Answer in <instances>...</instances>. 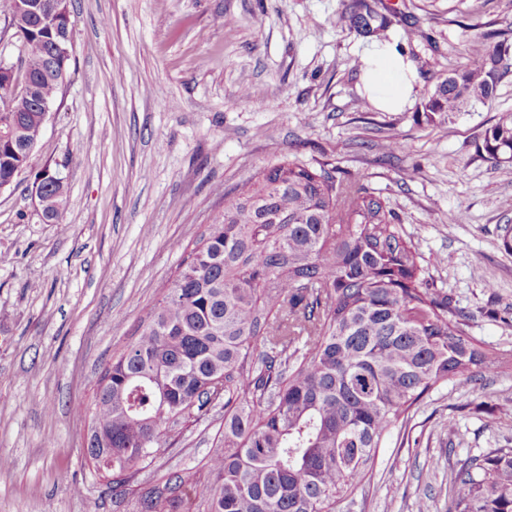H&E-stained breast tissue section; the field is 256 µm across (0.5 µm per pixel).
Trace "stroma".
Masks as SVG:
<instances>
[{"label":"stroma","instance_id":"35a3bbf8","mask_svg":"<svg viewBox=\"0 0 512 512\" xmlns=\"http://www.w3.org/2000/svg\"><path fill=\"white\" fill-rule=\"evenodd\" d=\"M384 2L407 17L388 31L415 70L402 112L366 105L360 58L373 41L340 21L342 0H71L69 81L28 168L0 192V512H142L87 459L90 419L78 408L137 340L225 190L284 160L330 164L380 193L426 277L470 314L468 336L512 354V254L501 242L512 167L476 150L512 112V71L476 111L430 122L420 110L473 41L494 31L512 44V0ZM247 86L255 95L243 103ZM392 137L404 149L390 156ZM47 166L70 186L59 225L32 194ZM458 211L464 223L452 222ZM223 433L218 406L173 426L140 488L202 467ZM497 448H512V371L438 385L336 512H418L423 499L448 512L451 476Z\"/></svg>","mask_w":512,"mask_h":512}]
</instances>
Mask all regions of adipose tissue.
<instances>
[{
    "label": "adipose tissue",
    "instance_id": "obj_1",
    "mask_svg": "<svg viewBox=\"0 0 512 512\" xmlns=\"http://www.w3.org/2000/svg\"><path fill=\"white\" fill-rule=\"evenodd\" d=\"M360 62L364 88L379 108L402 111L412 104L413 66L396 43L381 41L374 44Z\"/></svg>",
    "mask_w": 512,
    "mask_h": 512
}]
</instances>
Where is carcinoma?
<instances>
[{
	"label": "carcinoma",
	"instance_id": "obj_1",
	"mask_svg": "<svg viewBox=\"0 0 512 512\" xmlns=\"http://www.w3.org/2000/svg\"><path fill=\"white\" fill-rule=\"evenodd\" d=\"M340 20L386 37L376 0H344ZM23 80L56 99L47 56L20 60ZM512 47L485 36L471 61L421 102L426 119L473 112L495 97ZM28 136L42 113L24 112ZM0 142V178L29 165ZM478 154L512 159V112L486 129ZM45 214L62 218L69 186L42 170ZM466 315L426 278L418 248L384 198L325 168L282 161L224 192L138 340L96 389L85 448L125 493L160 453L172 424L223 403L224 439L205 463L142 495L146 512H336L372 472L377 449L437 385L473 382L512 360L470 341ZM448 512H512V448L469 459L450 480Z\"/></svg>",
	"mask_w": 512,
	"mask_h": 512
}]
</instances>
